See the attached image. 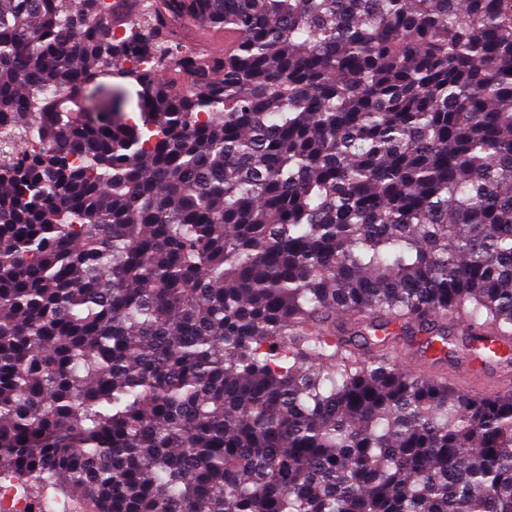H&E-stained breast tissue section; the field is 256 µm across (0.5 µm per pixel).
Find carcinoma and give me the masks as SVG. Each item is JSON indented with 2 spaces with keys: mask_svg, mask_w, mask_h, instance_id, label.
<instances>
[{
  "mask_svg": "<svg viewBox=\"0 0 512 512\" xmlns=\"http://www.w3.org/2000/svg\"><path fill=\"white\" fill-rule=\"evenodd\" d=\"M119 4L0 0V476L96 512H512V389L385 352L460 320L446 354L512 358V0ZM200 23L239 39L181 50ZM108 71L138 119L79 97Z\"/></svg>",
  "mask_w": 512,
  "mask_h": 512,
  "instance_id": "carcinoma-1",
  "label": "carcinoma"
}]
</instances>
